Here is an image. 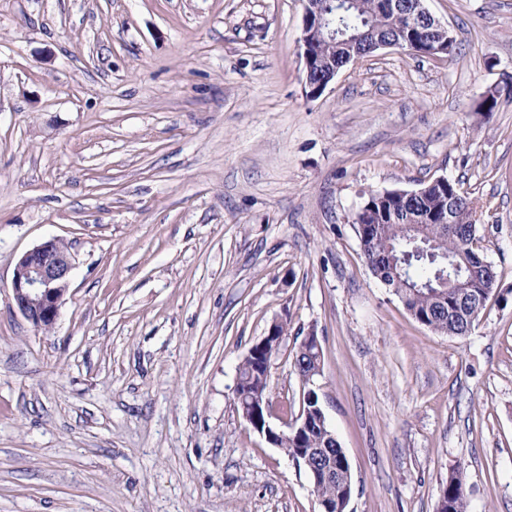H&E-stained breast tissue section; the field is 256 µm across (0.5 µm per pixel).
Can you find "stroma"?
Here are the masks:
<instances>
[{
	"instance_id": "1",
	"label": "stroma",
	"mask_w": 512,
	"mask_h": 512,
	"mask_svg": "<svg viewBox=\"0 0 512 512\" xmlns=\"http://www.w3.org/2000/svg\"><path fill=\"white\" fill-rule=\"evenodd\" d=\"M453 59L383 49L305 96L302 0H0V512H319L304 470L244 421L238 366L288 334L350 460L348 512H512V0H426ZM471 192L500 274L468 335L418 323L370 272L369 193ZM74 269L52 329L17 259ZM59 241L49 239L26 251L13 271L15 305L38 328L55 324L73 270L72 255L61 251ZM440 491L448 503L446 512H469V504L464 490H462V479L459 471L451 478L448 476V482Z\"/></svg>"
}]
</instances>
